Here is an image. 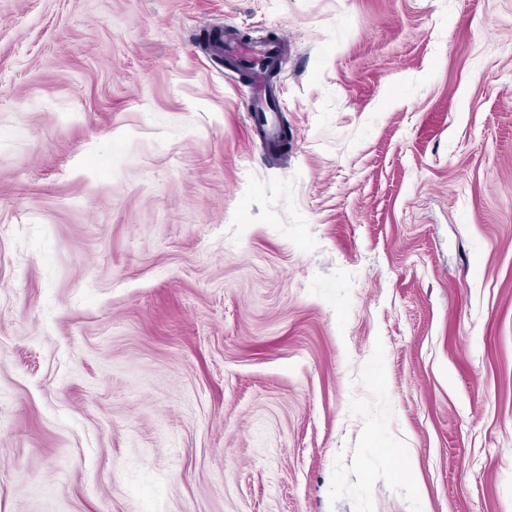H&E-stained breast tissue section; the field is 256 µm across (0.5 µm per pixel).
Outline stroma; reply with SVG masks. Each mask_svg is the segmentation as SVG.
<instances>
[{
    "label": "stroma",
    "mask_w": 512,
    "mask_h": 512,
    "mask_svg": "<svg viewBox=\"0 0 512 512\" xmlns=\"http://www.w3.org/2000/svg\"><path fill=\"white\" fill-rule=\"evenodd\" d=\"M0 512H512V0H0ZM226 41L231 43L233 56L239 62L265 61L267 59L278 56L279 53V46L277 44L259 46L264 50L262 54H259L256 52L258 47L252 43L241 42L233 38ZM251 72L254 84V94L252 101L253 105L256 106L253 112H255L257 107L270 106V103L275 100V93L265 81L266 71L263 69L261 62L260 64H256Z\"/></svg>",
    "instance_id": "stroma-1"
}]
</instances>
